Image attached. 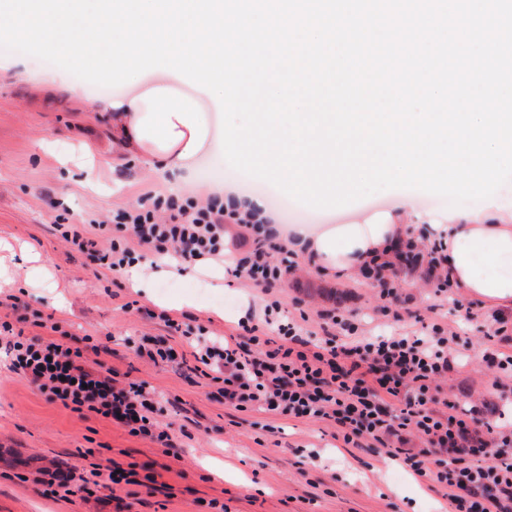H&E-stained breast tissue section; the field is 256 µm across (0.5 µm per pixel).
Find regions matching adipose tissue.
Wrapping results in <instances>:
<instances>
[{"label": "adipose tissue", "mask_w": 512, "mask_h": 512, "mask_svg": "<svg viewBox=\"0 0 512 512\" xmlns=\"http://www.w3.org/2000/svg\"><path fill=\"white\" fill-rule=\"evenodd\" d=\"M205 93L174 92L157 85L105 106L117 117L115 141L136 147L160 179L190 183L199 158L212 148V134L198 104ZM415 230L448 244V278L453 287L495 307H512V197L498 193L493 203L448 213H422ZM290 248L326 274L344 277L372 256L405 237L403 224L384 217L368 224L298 225L283 229Z\"/></svg>", "instance_id": "ef3b65f1"}]
</instances>
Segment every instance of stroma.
<instances>
[{
	"instance_id": "obj_1",
	"label": "stroma",
	"mask_w": 512,
	"mask_h": 512,
	"mask_svg": "<svg viewBox=\"0 0 512 512\" xmlns=\"http://www.w3.org/2000/svg\"><path fill=\"white\" fill-rule=\"evenodd\" d=\"M0 53V259L12 272L0 278V319L15 333L31 336L35 321L55 326L57 335L91 337L105 346L86 352L89 367L115 368L146 382L164 396L157 419L167 426L172 447L130 435L92 413L51 403L25 377L11 371L0 344V512H448L444 488L430 487L389 459L380 448H351L316 420H295L260 411H239L225 403L210 379L183 367L174 371L147 364L127 348L129 336L167 337L184 356L193 349L171 332L166 318L208 334H230L238 314H261L268 299L282 308L316 316L376 315L381 304L372 285L336 279L310 261L299 263L285 288L267 296L225 276L222 285L195 269L163 279L166 293L133 287L101 267L62 237L63 224L82 226L133 203L145 187L167 191L138 155L112 140V115L88 100L122 98L155 84L111 89L84 84L82 97L70 92L78 79L47 88L38 81L46 63L28 57L26 69L7 67ZM45 140L53 153L39 151ZM219 166L217 176L197 173L185 196L203 201L232 187L238 195H260L239 183L222 155L203 158ZM399 190H385L350 205L280 214L283 224H357L369 215L395 210ZM193 307H181L185 297ZM136 309H129V302ZM472 320L444 304L449 326L460 329L476 357L448 373V394L466 405L486 398L512 400V379L501 376L479 354L489 348L484 325L496 309L473 298ZM136 474L132 484H113L108 460Z\"/></svg>"
}]
</instances>
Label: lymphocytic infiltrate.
<instances>
[{"label":"lymphocytic infiltrate","instance_id":"1","mask_svg":"<svg viewBox=\"0 0 512 512\" xmlns=\"http://www.w3.org/2000/svg\"><path fill=\"white\" fill-rule=\"evenodd\" d=\"M112 221L134 241L111 242L95 257L119 276L139 246L187 266L224 262L228 274L267 293L282 288L297 265L294 251L255 213L213 199L201 204L147 191L136 205L113 211ZM233 226L246 245L234 254L224 248ZM447 263L443 242L423 248L411 238L394 247L391 257L365 262L360 274L377 283L383 312L400 302V273L417 269L433 287L429 312L447 300L460 311L464 303L453 297ZM317 330L316 339L308 323L283 315L274 301L266 305L262 323L246 319L235 334L195 337L193 356L216 373L220 396L239 410L331 421L344 443L384 448L415 476L445 488L453 512H512V418H493L441 395L440 379L452 366L472 361L459 332L438 321L419 331L395 322L368 328L361 319L331 314L322 315ZM7 344L12 370L49 401L100 415L170 447L157 420L162 400L146 382L117 386L113 375L87 367L80 348L57 339L11 336ZM412 433L422 438V448L389 447L390 438Z\"/></svg>","mask_w":512,"mask_h":512}]
</instances>
